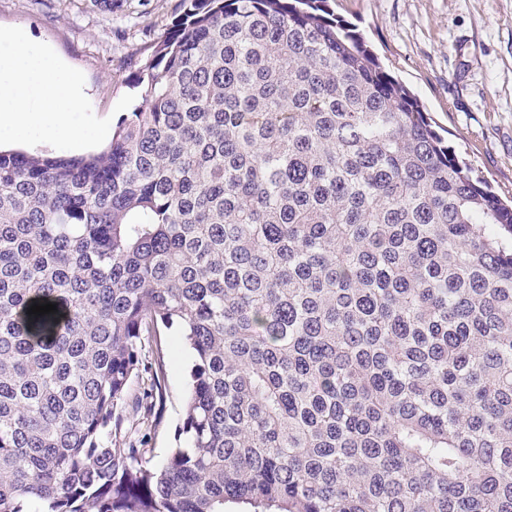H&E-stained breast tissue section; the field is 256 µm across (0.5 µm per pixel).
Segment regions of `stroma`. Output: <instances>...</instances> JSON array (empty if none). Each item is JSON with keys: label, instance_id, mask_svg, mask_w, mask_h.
<instances>
[{"label": "stroma", "instance_id": "stroma-1", "mask_svg": "<svg viewBox=\"0 0 512 512\" xmlns=\"http://www.w3.org/2000/svg\"><path fill=\"white\" fill-rule=\"evenodd\" d=\"M181 0H0V31L50 54L81 81L83 105L72 119L86 133L0 130V147L46 155L96 153L112 140L119 118L141 99L134 78L180 11ZM382 65L418 99L461 161L502 198L512 197V0H332ZM161 396L120 411L126 439L164 458L178 444L188 392L191 350L167 334Z\"/></svg>", "mask_w": 512, "mask_h": 512}]
</instances>
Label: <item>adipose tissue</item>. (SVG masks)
I'll list each match as a JSON object with an SVG mask.
<instances>
[{
    "mask_svg": "<svg viewBox=\"0 0 512 512\" xmlns=\"http://www.w3.org/2000/svg\"><path fill=\"white\" fill-rule=\"evenodd\" d=\"M77 80L37 46L0 34V125L63 131L80 137L71 115L79 111Z\"/></svg>",
    "mask_w": 512,
    "mask_h": 512,
    "instance_id": "adipose-tissue-1",
    "label": "adipose tissue"
}]
</instances>
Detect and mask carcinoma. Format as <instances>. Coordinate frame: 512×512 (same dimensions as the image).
<instances>
[{
	"label": "carcinoma",
	"instance_id": "1",
	"mask_svg": "<svg viewBox=\"0 0 512 512\" xmlns=\"http://www.w3.org/2000/svg\"><path fill=\"white\" fill-rule=\"evenodd\" d=\"M182 2L105 151L0 150V512H512V205L331 0ZM161 336L167 344L166 376L162 396L144 397L138 381L132 387L133 401L137 406L118 411L122 435L145 448H155V460L163 459L170 448L179 444L178 429L182 423L185 399L188 392L189 371L193 361L192 351L184 344L181 336H175L173 329ZM148 416V424L139 425L138 419Z\"/></svg>",
	"mask_w": 512,
	"mask_h": 512
}]
</instances>
